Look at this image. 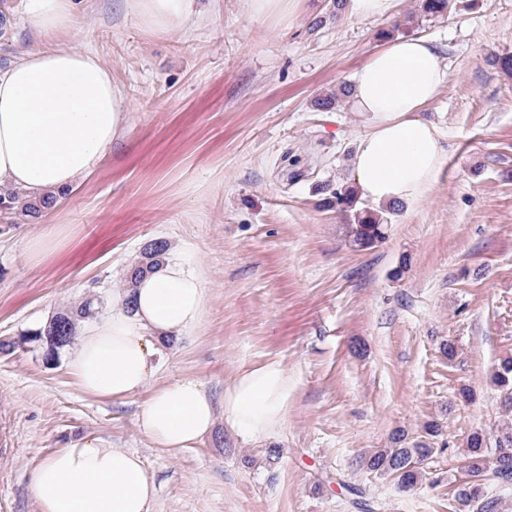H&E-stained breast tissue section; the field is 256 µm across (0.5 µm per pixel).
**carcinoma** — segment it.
Here are the masks:
<instances>
[{"mask_svg": "<svg viewBox=\"0 0 512 512\" xmlns=\"http://www.w3.org/2000/svg\"><path fill=\"white\" fill-rule=\"evenodd\" d=\"M449 0H421V13L426 17H438L448 11ZM349 94L347 88L336 93H328L315 100V105L323 109L339 108ZM339 212L349 220L352 241L363 247L372 246L385 239L384 225L381 218L361 206L358 194L352 185H343L333 190ZM53 196L47 195L38 200L23 197L17 191L0 190V209L12 210L25 217H34L42 210L53 205ZM167 251V242L155 240L146 245L139 259L131 264L122 274L121 283L126 289L131 288L137 279L160 260ZM104 307V300L99 295L70 307L52 316L43 326L30 329L16 338L0 339V354H11L25 344H35L43 352L47 363L57 360L60 351L71 345L81 322L97 317ZM495 382L504 393L505 407L512 410V359L505 360L501 370L495 374ZM398 443L396 448H382L364 458L363 465L378 474H391L397 478L402 489L413 488L421 479L424 467L436 449L428 444L419 443L413 447L403 445L405 438L398 434L393 438ZM463 468L466 477L456 486L455 498L467 506L480 504L481 512H497L495 499H483L482 488L486 473H491L503 483L512 481V424L500 428L496 435V448L490 449L487 437L480 433L470 434L466 441L463 455Z\"/></svg>", "mask_w": 512, "mask_h": 512, "instance_id": "cac0c4a2", "label": "carcinoma"}]
</instances>
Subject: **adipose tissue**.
<instances>
[{
	"instance_id": "1",
	"label": "adipose tissue",
	"mask_w": 512,
	"mask_h": 512,
	"mask_svg": "<svg viewBox=\"0 0 512 512\" xmlns=\"http://www.w3.org/2000/svg\"><path fill=\"white\" fill-rule=\"evenodd\" d=\"M155 31L201 21L196 0H124ZM24 24L47 39L77 31L75 0H26ZM448 82L439 49L423 37L396 39L371 54L353 77L352 105L366 132L351 160L361 198L380 208L411 204L432 189L445 159L438 129L421 118ZM124 96L109 67L74 45L25 50L0 70V186L40 197L96 170L126 123ZM206 282L179 250L147 270L131 291L112 293L106 315L84 323L66 349L84 392L125 399L155 380L160 342L193 335L206 312ZM290 397L276 361L238 372L215 406L203 382L181 377L156 388L138 424L157 447L198 444L216 422L244 439L271 435ZM40 512H151L156 486L141 456L100 440L62 448L32 474Z\"/></svg>"
}]
</instances>
